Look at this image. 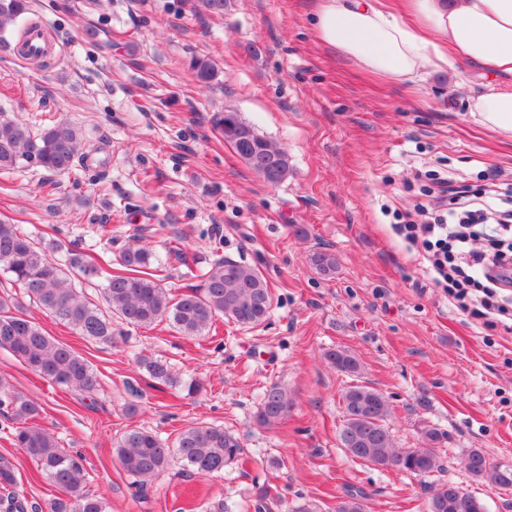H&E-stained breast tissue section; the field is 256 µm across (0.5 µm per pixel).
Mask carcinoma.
I'll return each instance as SVG.
<instances>
[{
    "label": "carcinoma",
    "instance_id": "cac0c4a2",
    "mask_svg": "<svg viewBox=\"0 0 512 512\" xmlns=\"http://www.w3.org/2000/svg\"><path fill=\"white\" fill-rule=\"evenodd\" d=\"M29 0H0V33L24 27L29 21ZM191 70L200 84L213 79V69L203 59H194ZM224 128V141L238 157L265 183L270 173L265 167L248 160L241 152L237 133L248 135L254 145L274 158L283 182L292 172L288 153L260 135L238 113L224 111L219 120ZM80 150L78 129L60 120L34 135L20 122L0 120V172H10L35 164L56 175L75 169ZM65 249L67 266L84 278L97 277L100 271L87 255L59 242L43 246L35 243L17 224L0 222V266L22 289L23 298L0 295V348L9 351L36 375L53 384L88 395L98 390V377L87 360L70 346L46 335L26 314L25 302L36 304L55 320L68 324L91 343L110 345L115 340L112 317L128 325L150 326L163 321L183 336L208 334L220 317L232 320L242 328L263 324L272 309L270 286L256 268L231 259L215 261L206 273L201 288L188 286L173 294L151 279L153 254L130 246L115 257V271L107 277L104 311L79 294L65 272L48 253ZM311 264L323 275L337 269L336 254L317 250ZM328 364L339 372L355 375L360 371L358 358L350 351L337 348L324 354ZM138 366L157 383L181 387L189 395L199 392L195 379L183 381L167 361L141 355ZM345 411L340 441L347 453L381 469L394 468L425 478L437 470V449L433 447L439 433L427 429L422 433L427 448H397L385 420L389 403L379 391L366 385H352L342 395ZM292 405L288 392L274 383L263 392L256 412V424L273 428L288 416ZM0 414L10 422L8 439L36 464L57 489L58 495L45 503L28 500L14 469L0 462V512H106V504L85 491L88 471L86 458L80 452L59 449L54 435L38 422L40 405L0 379ZM177 455L183 466L198 475H210L238 463L244 453L238 437L211 424H194L182 431L176 440ZM113 455L122 469L135 478L137 493L147 495L152 480L166 471L173 461L168 443L159 435L140 428L126 431L114 443ZM461 464L472 477L496 487H512V468L493 466L482 451L472 449ZM444 481L430 487L428 512H486L481 499L458 486L453 492ZM335 512H365L357 494L337 501Z\"/></svg>",
    "mask_w": 512,
    "mask_h": 512
}]
</instances>
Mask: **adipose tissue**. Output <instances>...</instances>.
<instances>
[{"instance_id": "adipose-tissue-1", "label": "adipose tissue", "mask_w": 512, "mask_h": 512, "mask_svg": "<svg viewBox=\"0 0 512 512\" xmlns=\"http://www.w3.org/2000/svg\"><path fill=\"white\" fill-rule=\"evenodd\" d=\"M319 40L367 73L405 79L475 68L482 91L469 117L512 141V0H319L312 15Z\"/></svg>"}]
</instances>
